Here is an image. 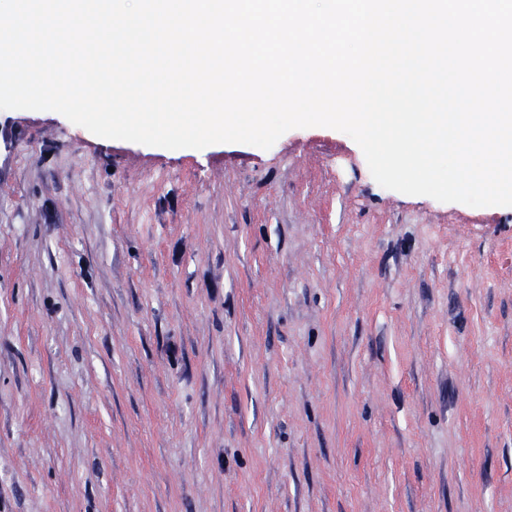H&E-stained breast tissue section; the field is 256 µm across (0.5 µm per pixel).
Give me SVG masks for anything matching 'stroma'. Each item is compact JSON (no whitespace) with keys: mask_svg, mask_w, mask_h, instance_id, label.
Wrapping results in <instances>:
<instances>
[{"mask_svg":"<svg viewBox=\"0 0 512 512\" xmlns=\"http://www.w3.org/2000/svg\"><path fill=\"white\" fill-rule=\"evenodd\" d=\"M0 130V512H512V207Z\"/></svg>","mask_w":512,"mask_h":512,"instance_id":"stroma-1","label":"stroma"}]
</instances>
